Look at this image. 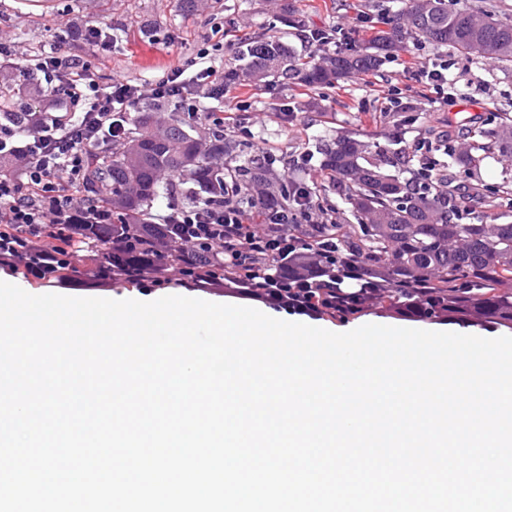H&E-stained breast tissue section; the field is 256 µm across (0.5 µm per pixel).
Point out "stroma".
<instances>
[{"label": "stroma", "mask_w": 512, "mask_h": 512, "mask_svg": "<svg viewBox=\"0 0 512 512\" xmlns=\"http://www.w3.org/2000/svg\"><path fill=\"white\" fill-rule=\"evenodd\" d=\"M307 27H339L356 45H369L371 33L358 21L361 13L391 17L393 0H293ZM276 23L271 0H197L185 11L180 0H0V38L10 41L13 59L0 60V73L12 72V62L32 64L41 51L76 55L92 65L95 80L133 84L151 83L164 72L190 64L198 51L211 49L212 65L224 69V49L242 35L266 33ZM106 33V42L85 39L87 26ZM444 59L471 100L464 106L434 102L429 90L407 79L403 70ZM365 86L356 77L334 88L307 90L295 85L256 88L240 85L224 98H201L205 111L227 113L226 137L242 144H266L282 177L307 180L320 161V143L337 132L376 136L380 143L400 151L414 139L447 131L456 146L470 142L472 131L490 114L512 113V70L500 69L479 57L464 58L452 49L408 45L389 58ZM72 297L112 298L170 294L232 303L223 289L114 280L87 282L68 288Z\"/></svg>", "instance_id": "stroma-1"}]
</instances>
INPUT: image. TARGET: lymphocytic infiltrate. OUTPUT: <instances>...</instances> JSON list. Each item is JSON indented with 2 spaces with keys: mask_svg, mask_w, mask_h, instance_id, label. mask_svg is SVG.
Returning <instances> with one entry per match:
<instances>
[{
  "mask_svg": "<svg viewBox=\"0 0 512 512\" xmlns=\"http://www.w3.org/2000/svg\"><path fill=\"white\" fill-rule=\"evenodd\" d=\"M193 64L194 76L175 68L147 86L118 80L99 85L90 62L53 51L35 67L16 66L11 78L20 83L31 71L41 72L46 95L39 108V130L24 145L16 143V123L0 115V155L11 156L16 168L15 175L0 177V270L29 267L36 253L43 261L32 272L45 279L52 272V252L62 249L71 257H89V245L71 227L108 223L112 210L79 194L86 168L96 151L107 148L116 113L132 111L144 99L171 102L201 121L213 120V113L199 105L201 87L215 75L209 49H200ZM162 221L185 226L184 251L206 247L228 268L240 262L253 265L288 247L287 216L275 224L256 222L228 198L171 208Z\"/></svg>",
  "mask_w": 512,
  "mask_h": 512,
  "instance_id": "lymphocytic-infiltrate-1",
  "label": "lymphocytic infiltrate"
}]
</instances>
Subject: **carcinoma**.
I'll list each match as a JSON object with an SVG mask.
<instances>
[{
	"label": "carcinoma",
	"mask_w": 512,
	"mask_h": 512,
	"mask_svg": "<svg viewBox=\"0 0 512 512\" xmlns=\"http://www.w3.org/2000/svg\"><path fill=\"white\" fill-rule=\"evenodd\" d=\"M282 20L298 30L302 20L289 0H278ZM389 29L373 46L336 47L308 56L280 32L243 38L224 59L217 91L242 82L258 88L288 81L310 89L372 75L408 43L450 46L459 55L477 54L499 68L512 69V16L468 5L448 9V0H403ZM512 157V116L500 113L477 139L458 150L448 144V159L470 175L488 155ZM319 169L326 181L313 187L319 201L336 190L350 217L332 224L288 225V250L264 260L269 270L235 273L213 264L211 287L242 288V295L286 309L345 322L369 314L407 321L492 326L512 332V221L490 224L461 205L448 207L434 173L414 170L404 176L411 156L378 142L338 133L324 145ZM169 173L193 185L197 201L235 185L239 205L251 217L278 205L298 213L301 184L282 179L268 187L269 164L247 154L219 127L201 130L186 112L167 123L154 120L153 109H141L112 128V146L95 156L80 193L95 196L118 214L110 224H78L95 243L89 263L73 267L55 257L50 280L77 284L121 279H148L150 268L165 262L181 268L186 281L199 279L197 255L181 248L183 225L157 224L154 202ZM474 189L488 206L512 211V179ZM124 241L123 248L112 242Z\"/></svg>",
	"instance_id": "cac0c4a2"
}]
</instances>
